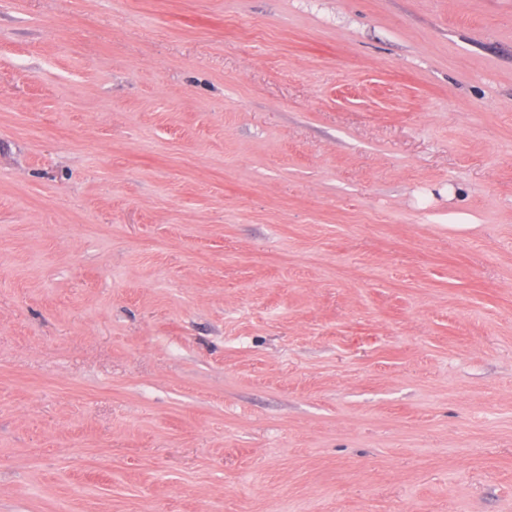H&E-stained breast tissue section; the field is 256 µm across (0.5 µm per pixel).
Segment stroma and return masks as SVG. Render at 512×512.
Here are the masks:
<instances>
[{
  "instance_id": "1",
  "label": "stroma",
  "mask_w": 512,
  "mask_h": 512,
  "mask_svg": "<svg viewBox=\"0 0 512 512\" xmlns=\"http://www.w3.org/2000/svg\"><path fill=\"white\" fill-rule=\"evenodd\" d=\"M0 512H512V0H0Z\"/></svg>"
}]
</instances>
